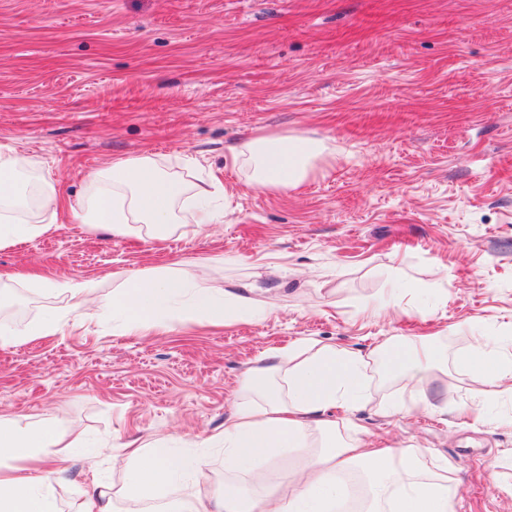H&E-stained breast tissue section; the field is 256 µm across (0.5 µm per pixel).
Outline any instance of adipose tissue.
Listing matches in <instances>:
<instances>
[{"instance_id":"1","label":"adipose tissue","mask_w":512,"mask_h":512,"mask_svg":"<svg viewBox=\"0 0 512 512\" xmlns=\"http://www.w3.org/2000/svg\"><path fill=\"white\" fill-rule=\"evenodd\" d=\"M231 154L234 163L248 167V186L270 193L313 179L327 159V147L307 135L269 133L233 147ZM29 164L28 157L0 146V245L48 230L46 224L20 222L11 214L20 205L17 177ZM99 179L102 188L76 212L79 223L108 226L116 234L141 224L147 232L162 234L180 224L200 227L224 221L223 208L213 204V193L205 186H197L192 203L182 205L185 182L159 173L149 156L115 162ZM124 278L108 307L130 331L167 326L179 295L215 325L232 313L244 321L265 311L248 289L228 293L185 280L174 268L131 271ZM386 359L390 372L407 387L428 381L441 357L427 344L401 342L387 350ZM262 361L243 381L252 400L239 404L223 431L208 438L224 448L229 480L223 491L180 500L173 512H337L349 495L345 477L353 471L366 484L361 512H455L459 485L448 458L429 457L421 448L367 447L359 435H342L336 420L329 418L333 407L351 410L366 401L364 354L333 343L308 342L270 350ZM460 364L480 399L512 392V358L492 348L486 337H475ZM283 450L299 458L298 468L282 471L272 484L254 475V463ZM70 459L52 419L35 423L23 416L0 418V512H59L51 488L68 474ZM123 459L133 465V488L144 497L184 467H191L198 478L207 468L200 457L184 463L158 439Z\"/></svg>"}]
</instances>
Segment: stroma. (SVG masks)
<instances>
[{"mask_svg": "<svg viewBox=\"0 0 512 512\" xmlns=\"http://www.w3.org/2000/svg\"><path fill=\"white\" fill-rule=\"evenodd\" d=\"M286 131L323 140L327 165L295 190L251 189L231 147ZM0 145L31 161L24 195L48 173L61 199L17 213L50 232L0 245V326L66 312L36 278L89 279L107 301L120 271L165 267L267 307L213 326L179 297L161 334L103 311L0 349V415L79 436L61 512L91 471L112 512H141L130 469L98 450L161 432L208 462L204 483L184 473L161 500L220 490L224 451L205 437L265 351L300 341L371 354V400L351 414L369 447L448 457L457 512H512V396L477 419L416 410L373 354L437 346L428 397L468 406L458 359L474 337L512 353V0H0ZM142 154L225 191L223 223L161 237L78 223L93 174ZM398 396L405 411L383 413Z\"/></svg>", "mask_w": 512, "mask_h": 512, "instance_id": "1", "label": "stroma"}]
</instances>
